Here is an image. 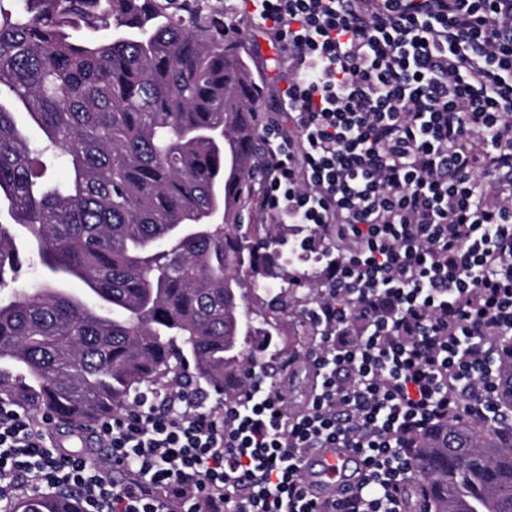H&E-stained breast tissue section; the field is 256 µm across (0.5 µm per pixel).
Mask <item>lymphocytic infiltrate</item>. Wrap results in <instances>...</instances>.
Masks as SVG:
<instances>
[{"instance_id":"obj_1","label":"lymphocytic infiltrate","mask_w":512,"mask_h":512,"mask_svg":"<svg viewBox=\"0 0 512 512\" xmlns=\"http://www.w3.org/2000/svg\"><path fill=\"white\" fill-rule=\"evenodd\" d=\"M284 50L291 130L262 124V221L294 224L328 290L290 410L265 376L211 400L154 386L85 451L0 402V512L71 488L85 512H404L428 427L492 414V343L512 335V0H242ZM349 448L364 471L313 496L303 460Z\"/></svg>"}]
</instances>
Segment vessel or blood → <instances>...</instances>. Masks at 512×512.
<instances>
[{
    "label": "vessel or blood",
    "mask_w": 512,
    "mask_h": 512,
    "mask_svg": "<svg viewBox=\"0 0 512 512\" xmlns=\"http://www.w3.org/2000/svg\"><path fill=\"white\" fill-rule=\"evenodd\" d=\"M363 469L358 456L346 448H323L308 457L303 471L311 492L333 497L353 488Z\"/></svg>",
    "instance_id": "1"
}]
</instances>
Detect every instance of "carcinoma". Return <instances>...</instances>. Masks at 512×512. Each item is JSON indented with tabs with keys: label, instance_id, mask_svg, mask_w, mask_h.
Wrapping results in <instances>:
<instances>
[{
	"label": "carcinoma",
	"instance_id": "cac0c4a2",
	"mask_svg": "<svg viewBox=\"0 0 512 512\" xmlns=\"http://www.w3.org/2000/svg\"><path fill=\"white\" fill-rule=\"evenodd\" d=\"M222 0H0V401L89 423L142 387L201 382L233 400L306 274L258 308L288 246L258 212L248 63ZM39 130L28 138L18 116ZM63 160L64 181L47 177ZM242 181L224 202L225 175ZM75 279L83 288L67 284ZM512 413V341L494 344ZM421 512H512V425L440 422L411 451ZM66 491L9 512H57Z\"/></svg>",
	"mask_w": 512,
	"mask_h": 512
}]
</instances>
